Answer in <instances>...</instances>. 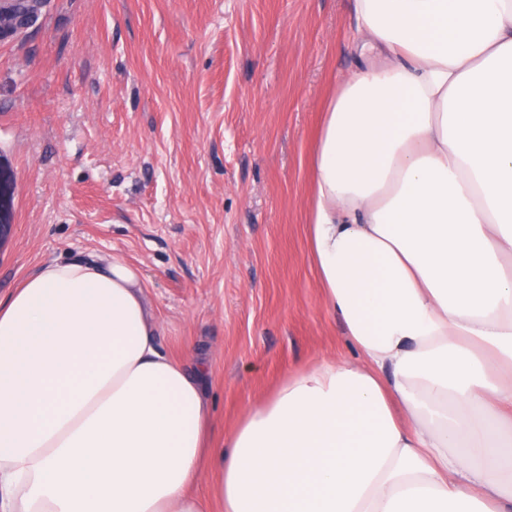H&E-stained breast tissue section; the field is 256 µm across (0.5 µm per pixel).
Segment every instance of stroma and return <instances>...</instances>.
I'll use <instances>...</instances> for the list:
<instances>
[{"label": "stroma", "instance_id": "stroma-1", "mask_svg": "<svg viewBox=\"0 0 512 512\" xmlns=\"http://www.w3.org/2000/svg\"><path fill=\"white\" fill-rule=\"evenodd\" d=\"M353 0H50L0 40V294L116 253L158 338L209 363L215 438L282 381L349 359L306 222Z\"/></svg>", "mask_w": 512, "mask_h": 512}]
</instances>
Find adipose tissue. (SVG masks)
<instances>
[{
	"instance_id": "adipose-tissue-1",
	"label": "adipose tissue",
	"mask_w": 512,
	"mask_h": 512,
	"mask_svg": "<svg viewBox=\"0 0 512 512\" xmlns=\"http://www.w3.org/2000/svg\"><path fill=\"white\" fill-rule=\"evenodd\" d=\"M311 157L310 260L354 359L214 447L123 258L0 295V512H512V0H354Z\"/></svg>"
}]
</instances>
